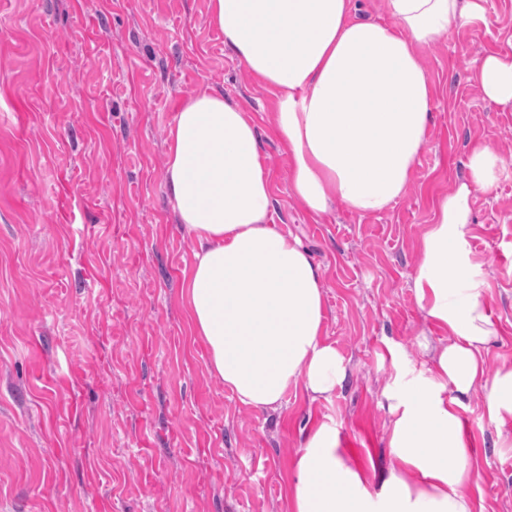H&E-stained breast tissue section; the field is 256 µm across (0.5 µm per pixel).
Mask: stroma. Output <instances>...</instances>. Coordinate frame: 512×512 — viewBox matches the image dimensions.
Returning a JSON list of instances; mask_svg holds the SVG:
<instances>
[{"label": "stroma", "instance_id": "1", "mask_svg": "<svg viewBox=\"0 0 512 512\" xmlns=\"http://www.w3.org/2000/svg\"><path fill=\"white\" fill-rule=\"evenodd\" d=\"M486 7L488 25L419 51L434 104L403 197L314 218L290 194L275 95L225 48L208 0H0V512H287L302 433L320 421L361 464L389 467L384 393L452 341L412 284L435 202L473 149L512 162V107L472 79L512 48V0ZM210 87L257 125L272 221L322 271L325 337L347 367L329 399L299 387L278 410L244 406L192 334L181 287L194 244L164 175L181 102ZM470 208L493 370L512 362V170ZM460 415L473 512H512V423L490 422L478 391Z\"/></svg>", "mask_w": 512, "mask_h": 512}]
</instances>
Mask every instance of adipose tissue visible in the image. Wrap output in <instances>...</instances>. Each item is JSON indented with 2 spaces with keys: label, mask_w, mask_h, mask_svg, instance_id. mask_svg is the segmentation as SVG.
<instances>
[{
  "label": "adipose tissue",
  "mask_w": 512,
  "mask_h": 512,
  "mask_svg": "<svg viewBox=\"0 0 512 512\" xmlns=\"http://www.w3.org/2000/svg\"><path fill=\"white\" fill-rule=\"evenodd\" d=\"M385 23L352 16V0H209V19L235 58L277 97V135L290 192L316 215L334 205L373 214L401 198L427 146L432 82L415 52L453 27L487 24L485 0H387ZM485 98L512 104V60L485 56ZM435 204L412 276L419 307L452 336L426 371L387 396L390 468L370 475L322 421L304 437L288 512H471L474 475L459 409L479 391L489 420L512 422V364L489 370L497 337L480 263L467 249L469 199L507 169L491 148ZM165 186L194 262L183 285L207 369L241 404L280 408L290 387L329 398L344 360L324 338L320 268L271 222L272 188L256 125L222 92L189 94L169 127Z\"/></svg>",
  "instance_id": "ef3b65f1"
}]
</instances>
